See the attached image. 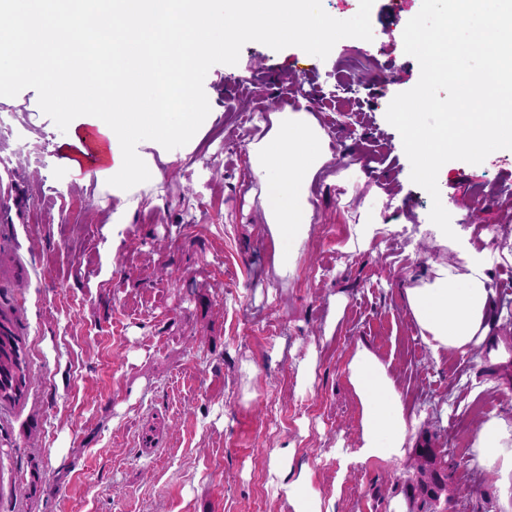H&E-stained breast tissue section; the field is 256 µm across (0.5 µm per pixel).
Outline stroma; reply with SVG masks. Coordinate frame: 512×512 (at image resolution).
Segmentation results:
<instances>
[{
  "instance_id": "obj_1",
  "label": "stroma",
  "mask_w": 512,
  "mask_h": 512,
  "mask_svg": "<svg viewBox=\"0 0 512 512\" xmlns=\"http://www.w3.org/2000/svg\"><path fill=\"white\" fill-rule=\"evenodd\" d=\"M421 6L315 0L341 35L313 56L291 41L238 43L197 80L210 127L116 227L109 193L61 163L68 131L38 87L0 98V313L30 380L0 402V512H292L271 472L285 448L334 512H407V462L342 456L359 439L344 366L361 343L390 360L416 441L454 465L442 512H501L492 479L450 445L489 413L512 418V349L496 352L512 337V150L438 174L457 236L492 264L494 323L480 348L435 360L401 284L448 253L386 119L420 77L403 31ZM353 29L361 39L345 38ZM283 106L314 114L334 153L284 276L247 149ZM364 211L385 229L352 252Z\"/></svg>"
}]
</instances>
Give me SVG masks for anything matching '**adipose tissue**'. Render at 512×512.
<instances>
[{"label":"adipose tissue","mask_w":512,"mask_h":512,"mask_svg":"<svg viewBox=\"0 0 512 512\" xmlns=\"http://www.w3.org/2000/svg\"><path fill=\"white\" fill-rule=\"evenodd\" d=\"M51 0H0V21L18 23L16 38H0V95L25 83L41 88L44 108L69 131L61 161L73 170L94 166L116 215L135 210L142 192L163 172L154 152L188 153L210 121L211 104L195 92L198 77L241 39L290 40L309 54L335 40L336 27L313 0H231L230 14L214 0H74L52 15ZM192 111L171 122L175 98ZM257 196L279 274L291 268L313 218L308 186L333 159L316 118L305 110L274 113L264 136L248 145ZM437 242L447 258L412 273L402 288L422 341L435 359L482 346L492 307L490 263L461 244L451 225ZM345 374L360 406L354 462H398L413 445L410 417L390 365L358 345ZM468 464L493 476L505 512H512V418L486 415L474 435ZM292 512H323L306 472L274 465Z\"/></svg>","instance_id":"ef3b65f1"}]
</instances>
